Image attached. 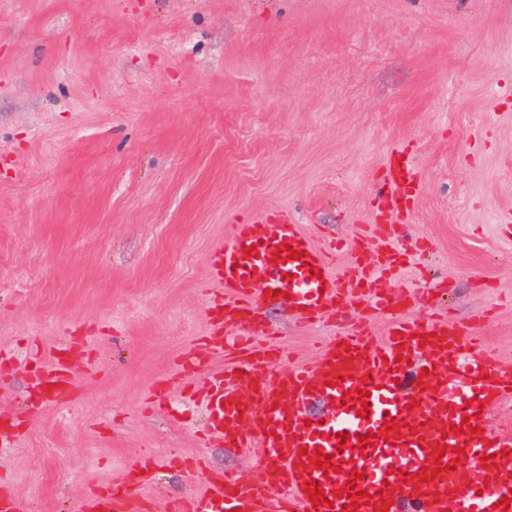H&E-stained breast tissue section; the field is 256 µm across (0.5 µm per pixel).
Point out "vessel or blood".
I'll return each mask as SVG.
<instances>
[{
  "label": "vessel or blood",
  "instance_id": "1",
  "mask_svg": "<svg viewBox=\"0 0 512 512\" xmlns=\"http://www.w3.org/2000/svg\"><path fill=\"white\" fill-rule=\"evenodd\" d=\"M384 188L404 205L419 183L410 170L397 169ZM293 249L301 259L290 258ZM353 250L356 273H339L284 217L238 220L229 242L212 251L216 290L204 347L220 354L232 338L242 356L206 396L208 431L227 447L260 448L264 455L249 481L207 474L203 488L179 503L180 512H343L349 502L343 488L354 471L363 493L358 512H493V504L512 500V431L490 428L484 415L512 396V368L485 344L480 317L466 325L400 318L381 339L357 326L328 343L314 364L285 372L276 367L274 345L252 348L269 290L290 293L295 311L308 320L356 304L393 305L380 281L400 264V254L384 248L370 256L360 241ZM40 383L52 399L75 385L62 359ZM316 397L330 400L329 414L309 421L295 411V404ZM389 418L394 428H386ZM455 425L461 434H452ZM342 433L347 442H339ZM368 435L374 445L360 447ZM319 450L329 455L330 471L315 467ZM438 459L446 471L420 480L422 468ZM156 466L154 458L140 459L134 478L113 484L81 512H143L142 488ZM314 482L326 504L314 505L306 490Z\"/></svg>",
  "mask_w": 512,
  "mask_h": 512
}]
</instances>
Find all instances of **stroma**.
I'll return each mask as SVG.
<instances>
[{"instance_id": "stroma-1", "label": "stroma", "mask_w": 512, "mask_h": 512, "mask_svg": "<svg viewBox=\"0 0 512 512\" xmlns=\"http://www.w3.org/2000/svg\"><path fill=\"white\" fill-rule=\"evenodd\" d=\"M420 191L378 195L395 155ZM316 246L399 224L402 316L481 332L512 367V0H0V484L21 512H79L141 457L149 512L263 449L201 445L180 360L209 330V256L241 218ZM259 313L280 370L390 316ZM79 393L34 399L55 353ZM165 384L168 401L153 402Z\"/></svg>"}]
</instances>
